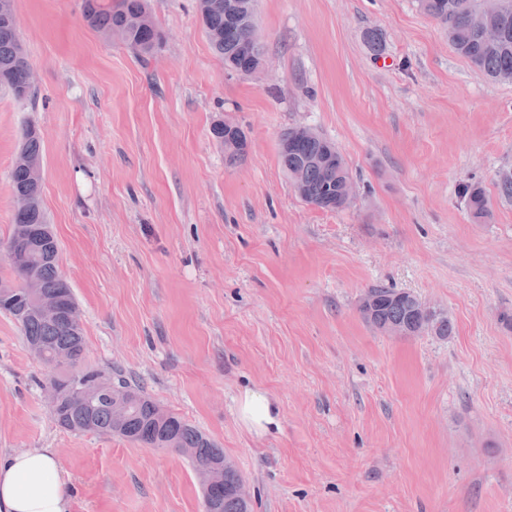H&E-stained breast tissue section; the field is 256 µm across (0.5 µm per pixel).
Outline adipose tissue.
Instances as JSON below:
<instances>
[{"mask_svg": "<svg viewBox=\"0 0 512 512\" xmlns=\"http://www.w3.org/2000/svg\"><path fill=\"white\" fill-rule=\"evenodd\" d=\"M240 420L259 435L281 428L276 402L265 392L249 390L237 402ZM65 473L49 448H32L0 456V512H70Z\"/></svg>", "mask_w": 512, "mask_h": 512, "instance_id": "1", "label": "adipose tissue"}]
</instances>
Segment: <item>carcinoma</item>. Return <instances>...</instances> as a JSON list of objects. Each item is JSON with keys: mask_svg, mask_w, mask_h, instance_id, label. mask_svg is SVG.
Instances as JSON below:
<instances>
[{"mask_svg": "<svg viewBox=\"0 0 512 512\" xmlns=\"http://www.w3.org/2000/svg\"><path fill=\"white\" fill-rule=\"evenodd\" d=\"M197 2L203 32L212 50L224 61V67L241 70L251 66L253 58L241 52L240 47L258 41L255 0ZM419 4L443 28L454 50L468 60L476 74L493 81L512 82V0H503L505 36L494 45L485 43L481 37V0H419ZM82 18L106 38L114 32L122 33L124 44L144 62L163 42V33L151 16L147 0H82ZM23 51L15 0H0V88L8 89L18 102L32 97L28 66L21 57ZM279 143L288 144V153L279 154L280 163L288 179L299 182L301 199L323 210L344 209L339 202L332 207L327 202L328 196L351 178L336 146L320 135H304L300 126L284 131ZM19 149L31 162L43 161V142L35 126H25ZM10 182L12 194L31 198L34 207L12 214L10 233L0 243L3 248L19 233H37L49 225L42 186L31 181L28 169L13 165ZM460 193L472 219L485 222L489 216L485 189L470 183L462 186ZM58 256V241L53 238L47 246L31 252L28 273H22L11 263L7 274L0 273V313L19 326L25 347L41 348L38 360L50 372L46 381L60 386L76 381L93 392L91 397L81 399L62 391L52 408L57 425L73 433L116 435L150 448H189L188 459L194 471L212 464L224 466V484L204 496L205 509L251 512V502L242 501L234 492L243 477L235 463L224 455V449L172 412L163 420L156 419V401L139 386L119 371L107 373L85 363L82 327L65 319L52 321L40 315L29 288L30 277L37 282L41 298L76 302L59 270ZM369 291L376 304L372 313H361L366 323L382 332L389 324L411 322V293L381 284ZM453 332L452 320L443 315L430 323L426 335L446 339ZM63 351L69 352L72 360L61 369L55 356Z\"/></svg>", "mask_w": 512, "mask_h": 512, "instance_id": "obj_1", "label": "carcinoma"}]
</instances>
